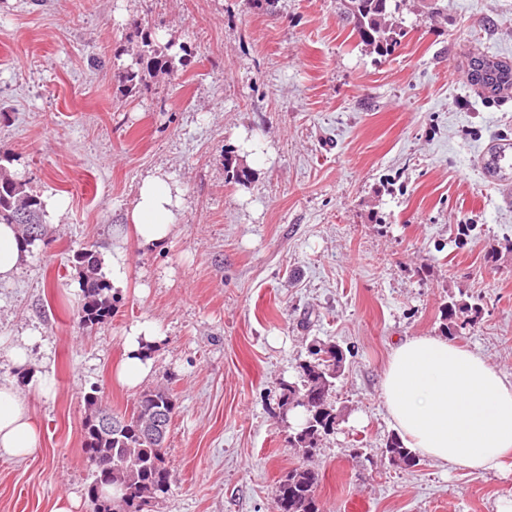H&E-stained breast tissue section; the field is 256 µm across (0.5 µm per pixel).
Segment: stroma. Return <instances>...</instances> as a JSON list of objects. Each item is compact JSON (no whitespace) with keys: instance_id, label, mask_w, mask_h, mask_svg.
<instances>
[{"instance_id":"stroma-1","label":"stroma","mask_w":512,"mask_h":512,"mask_svg":"<svg viewBox=\"0 0 512 512\" xmlns=\"http://www.w3.org/2000/svg\"><path fill=\"white\" fill-rule=\"evenodd\" d=\"M340 0H0V147L41 198L48 232L19 277L0 284V337L38 332L49 395L29 394L42 441L0 458V512H52L70 492L93 512L82 449L83 395L116 414L140 391L113 368L137 320L164 335L148 389H168L173 478L150 512H273L275 487L304 462L280 395L314 343L340 345L339 415L310 465L323 512H498L512 469L469 475L382 454L395 430L380 396L393 347L446 333L448 302L478 304L455 342L512 373V170L484 168L512 143V92L472 87L466 57L512 61V0H405L406 30L366 53ZM167 31L170 76L124 93L134 30ZM244 127L271 164L231 180L225 151ZM172 174L186 209L156 249L129 251L113 314L79 328L72 250L112 251L146 173ZM467 225L459 233V225Z\"/></svg>"}]
</instances>
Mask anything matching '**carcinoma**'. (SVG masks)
Listing matches in <instances>:
<instances>
[{
	"label": "carcinoma",
	"mask_w": 512,
	"mask_h": 512,
	"mask_svg": "<svg viewBox=\"0 0 512 512\" xmlns=\"http://www.w3.org/2000/svg\"><path fill=\"white\" fill-rule=\"evenodd\" d=\"M400 0H341L343 19L352 25L358 44L367 50L385 56L400 43L404 31L395 19ZM134 64L119 76L127 91L136 89L143 73L168 75L173 71L174 55L171 46H159L146 35L132 49ZM471 81L482 87L490 97H498L512 90V64L500 58L479 54L468 63ZM9 154L0 150V223L18 224L22 228L21 244L28 249L46 234L43 224V202L28 186L27 181L12 174L1 161ZM72 263L78 271L82 300L78 309V325L94 329L112 317V286L100 273L101 253L82 247L74 251ZM448 319L447 335H455V318L459 313H477L478 309L457 302L445 307ZM311 359L300 364L299 380L283 388L281 406L304 409V420L291 436V444L302 455L309 456L317 448L320 438L336 429L337 415L330 397L336 385V351L320 344L310 352ZM86 416L83 423L85 452L101 457H112V486L120 488V504L104 496L105 484L101 472L88 488V497L94 512H141V502L157 501L168 492L172 474L166 464V435L152 436L144 425L163 416L170 425L175 414L173 396L165 389L143 392L125 424L117 431L103 427L100 419L115 417L112 408L103 400L100 390L93 387L84 395ZM385 455L397 456L407 468L418 465L419 459L400 438L388 439ZM318 475L301 465L288 471L275 489L274 503L278 512H320L316 496Z\"/></svg>",
	"instance_id": "carcinoma-1"
}]
</instances>
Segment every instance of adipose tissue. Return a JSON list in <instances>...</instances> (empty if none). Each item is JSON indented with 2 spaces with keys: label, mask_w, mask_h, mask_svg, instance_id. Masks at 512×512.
Masks as SVG:
<instances>
[{
  "label": "adipose tissue",
  "mask_w": 512,
  "mask_h": 512,
  "mask_svg": "<svg viewBox=\"0 0 512 512\" xmlns=\"http://www.w3.org/2000/svg\"><path fill=\"white\" fill-rule=\"evenodd\" d=\"M185 191L172 175L155 171L143 176L127 211L129 233H118V245L105 271L113 288H127L130 248L163 245L180 224ZM132 247H124V240ZM28 253L18 228L0 224V284L12 283ZM162 334L155 321H137L124 340L116 381L138 388L154 367L153 352ZM34 335L5 349L24 386L0 380V456L23 459L40 444V429L24 390L37 394L51 388L48 373L32 369ZM381 397L404 445L420 456L470 473L500 470L512 457V375L488 364L480 354L439 336H414L396 345L383 375Z\"/></svg>",
  "instance_id": "adipose-tissue-1"
}]
</instances>
